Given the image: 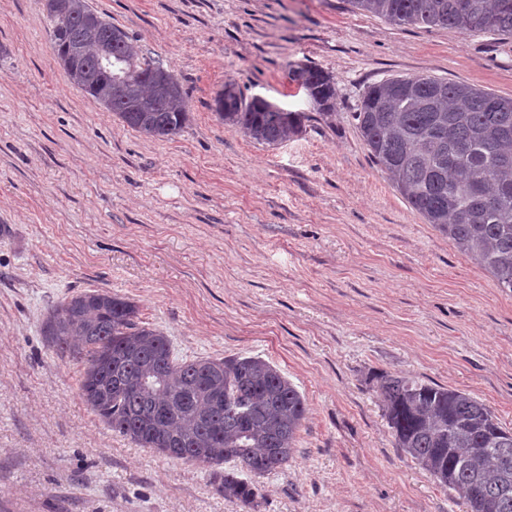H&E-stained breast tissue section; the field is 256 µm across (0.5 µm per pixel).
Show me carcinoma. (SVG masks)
I'll use <instances>...</instances> for the list:
<instances>
[{
  "instance_id": "obj_1",
  "label": "carcinoma",
  "mask_w": 512,
  "mask_h": 512,
  "mask_svg": "<svg viewBox=\"0 0 512 512\" xmlns=\"http://www.w3.org/2000/svg\"><path fill=\"white\" fill-rule=\"evenodd\" d=\"M399 24L512 36V0H348ZM50 37L73 82L128 127L171 139L188 121L186 94L162 64L86 0H55ZM125 75L106 85L100 63ZM321 115L336 105L331 75L288 70ZM224 124L269 147L302 133L307 116L233 82L214 99ZM353 119L372 161L426 221L512 292V98L427 75L365 90ZM42 334L62 354L85 355V403L113 432L170 458L221 465L224 498L251 507L260 480L288 463L306 418L297 388L258 357L173 358L170 341L139 321L129 299L104 291L73 295L48 312ZM397 447L469 512H512V429L464 391L404 376L377 377Z\"/></svg>"
}]
</instances>
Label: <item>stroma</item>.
Returning <instances> with one entry per match:
<instances>
[{
    "instance_id": "1",
    "label": "stroma",
    "mask_w": 512,
    "mask_h": 512,
    "mask_svg": "<svg viewBox=\"0 0 512 512\" xmlns=\"http://www.w3.org/2000/svg\"><path fill=\"white\" fill-rule=\"evenodd\" d=\"M179 79L183 132L146 138L73 86L44 0H0V512H467L400 448L398 374L512 428V293L426 224L352 118L367 86L426 73L512 98V37L397 24L347 0H89ZM336 85L321 119L290 66ZM309 117L269 148L224 125L226 82ZM135 302L180 361L259 356L302 394L296 451L254 508L205 464L112 433L81 359L41 333L64 298Z\"/></svg>"
}]
</instances>
